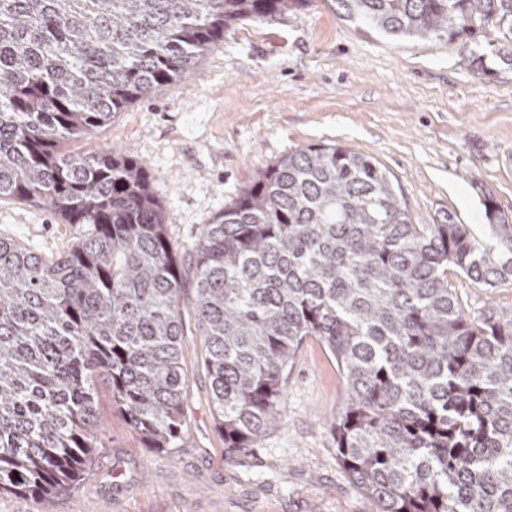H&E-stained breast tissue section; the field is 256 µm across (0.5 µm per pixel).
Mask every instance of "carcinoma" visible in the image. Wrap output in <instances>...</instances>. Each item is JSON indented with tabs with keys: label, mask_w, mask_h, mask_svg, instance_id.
Segmentation results:
<instances>
[{
	"label": "carcinoma",
	"mask_w": 512,
	"mask_h": 512,
	"mask_svg": "<svg viewBox=\"0 0 512 512\" xmlns=\"http://www.w3.org/2000/svg\"><path fill=\"white\" fill-rule=\"evenodd\" d=\"M328 2L363 32L462 39L468 67L512 69V0ZM311 3L0 0V198L83 228L56 257L0 239V493L46 502L84 470L100 379L148 447H181L190 313L225 447L280 422L288 363L313 337L348 389L338 458L378 512H512V307L468 317L448 285L450 270L512 284L511 236L495 251L466 224H414L386 170L318 144L257 172L185 267L131 156L57 152L193 75L239 23ZM489 22L499 39H477Z\"/></svg>",
	"instance_id": "1"
}]
</instances>
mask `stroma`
I'll use <instances>...</instances> for the list:
<instances>
[{
  "mask_svg": "<svg viewBox=\"0 0 512 512\" xmlns=\"http://www.w3.org/2000/svg\"><path fill=\"white\" fill-rule=\"evenodd\" d=\"M461 43L366 34L324 0L225 32L194 75L158 88L63 151L133 157L150 177L183 263L210 223L256 171L314 144L358 150L386 169L413 223L470 225L499 246L512 235V69L482 77ZM493 199L506 225L491 223ZM80 229L45 207L0 199V238L54 257ZM465 315L512 306V284L487 288L449 275ZM199 336L182 339L187 375L182 447L163 452L126 424L98 381L102 446L85 474L42 502L0 493V512H377L348 478L330 422L347 403L335 359L315 339L288 365L279 424L258 444L225 448L199 365Z\"/></svg>",
  "mask_w": 512,
  "mask_h": 512,
  "instance_id": "35a3bbf8",
  "label": "stroma"
}]
</instances>
